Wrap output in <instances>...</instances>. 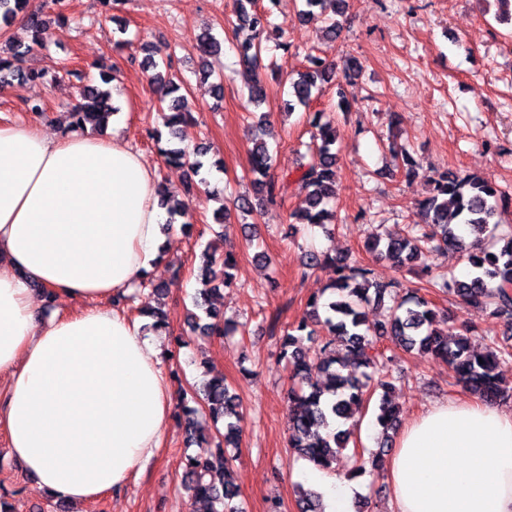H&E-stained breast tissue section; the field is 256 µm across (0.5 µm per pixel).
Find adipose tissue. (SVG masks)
I'll use <instances>...</instances> for the list:
<instances>
[{
  "label": "adipose tissue",
  "mask_w": 512,
  "mask_h": 512,
  "mask_svg": "<svg viewBox=\"0 0 512 512\" xmlns=\"http://www.w3.org/2000/svg\"><path fill=\"white\" fill-rule=\"evenodd\" d=\"M169 213L156 169L118 137L0 125V427L47 495L87 504L138 478L174 391L146 321L104 305L155 264ZM74 304L45 313L35 287ZM392 512H512V408L434 405L395 438ZM324 512L357 481L315 468Z\"/></svg>",
  "instance_id": "obj_1"
}]
</instances>
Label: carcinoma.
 I'll return each mask as SVG.
<instances>
[{
	"label": "carcinoma",
	"instance_id": "1",
	"mask_svg": "<svg viewBox=\"0 0 512 512\" xmlns=\"http://www.w3.org/2000/svg\"><path fill=\"white\" fill-rule=\"evenodd\" d=\"M31 0H0V23L8 26L24 12L26 28L32 44L8 40L0 46V80L21 78L34 80L40 73L26 66L32 45L41 44L49 35L51 21L41 12L29 10ZM300 17L304 20L320 14L324 16V33L338 38L342 25L337 17L345 14L348 0H301ZM238 35L237 50L244 65L260 67L265 49L263 35L270 21L267 13L253 9L256 0H235ZM220 42L205 32L198 38V51L203 62V74L211 75L207 58L218 54ZM308 66L290 79L288 110L299 105L310 107L316 92L335 77V65L317 56L307 59ZM140 65L151 72L150 81L160 92L159 111L163 126L170 138H176V126L191 118L187 96L180 93L181 85L174 80L171 62L155 60L146 53ZM83 107L70 112L71 127L105 125L115 108L107 91L85 86ZM248 98L254 109L266 101L263 78L254 74ZM270 124L266 114L259 116L250 151L251 192L239 195L233 205L243 213H252L266 204L282 199L289 181L271 173L273 158L262 135L263 125ZM310 125L315 128L313 158L303 166L294 180L296 189L304 195L305 207L292 213L299 224H310L325 229L337 224L336 211L329 208L337 196L336 168L339 154L336 149V127L329 121L320 123L314 113ZM169 164L186 166L199 173L204 163L199 156L207 148L198 146L193 152L182 148L161 150ZM433 188L419 203L423 223L412 224L403 236L372 235L367 249L378 261L386 260L395 267L423 264L427 287L481 312H488L499 323L512 327V230L499 237L504 245L492 250L488 241L499 230L497 221L504 192L480 176L443 171L429 177ZM462 250L470 272L459 279L425 264L435 252ZM198 276L204 287L195 297V308L202 314L189 313L188 323L204 337L222 338L237 326L221 321L220 311L209 304L213 289L234 284L232 270L236 267L231 253L220 255L211 246L201 252ZM304 268L314 270L322 265L336 268V279L328 283L322 293L313 295L306 311L296 322L283 329L279 360L285 362L292 384L288 389L289 445L297 458L308 461L321 470H333L348 448L356 416L361 412L366 397L373 391H383L377 423L381 428L379 452L371 462L381 461L384 449L391 443V433L398 422L397 408L391 405L388 394L396 387L397 379L386 367L377 344L389 340L404 351H415L441 360L466 392L482 401L512 400V384L507 385L500 366L512 360V344L493 337L486 339L484 348L473 346L468 332H453L438 328L434 303L420 294L418 288L398 293L397 281H383L369 264H363L348 255L337 256L308 251L303 258ZM383 311L382 318L369 322L366 309ZM320 340L317 361H311L310 350L304 339ZM184 413L185 439L190 445L197 440L194 415L197 408L205 409L213 421L216 453L205 459L185 457L184 487L191 496L209 506V512H242L235 503L238 487L232 477V459L224 456V448L238 447L241 442L240 403L224 376H214L202 386H190L180 402ZM298 512H323L320 494L302 491L296 500Z\"/></svg>",
	"mask_w": 512,
	"mask_h": 512
}]
</instances>
